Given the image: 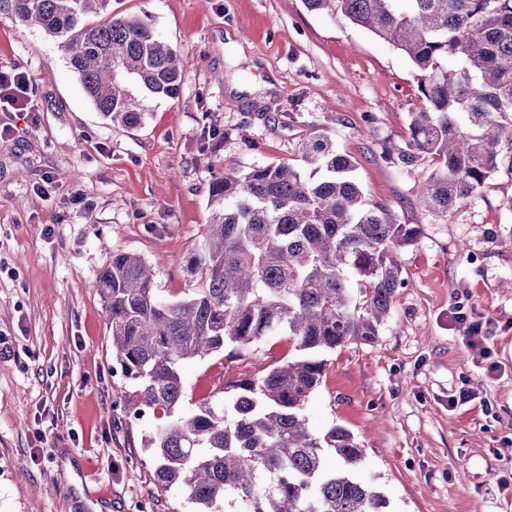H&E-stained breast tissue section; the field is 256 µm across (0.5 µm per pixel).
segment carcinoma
Returning a JSON list of instances; mask_svg holds the SVG:
<instances>
[{"label":"carcinoma","instance_id":"cac0c4a2","mask_svg":"<svg viewBox=\"0 0 512 512\" xmlns=\"http://www.w3.org/2000/svg\"><path fill=\"white\" fill-rule=\"evenodd\" d=\"M389 42L409 60L420 103L406 136L385 155L411 173L430 160L420 204L443 217L494 176L512 177V0H303ZM0 13L56 40L102 117L143 121L137 89L180 92L178 53L112 0H0ZM355 159L321 125L297 163L224 167L207 187L209 222L186 259L188 287L164 296L149 266L115 251L98 280L112 355L135 386L134 406L167 417L148 440L154 477L180 489L195 512H387L364 481V450L342 426L315 433L306 404L325 355L373 342L404 287L397 251L418 224L367 199ZM287 336L301 357L225 386L189 415L183 366L224 351L248 352ZM336 468L325 466L326 456Z\"/></svg>","mask_w":512,"mask_h":512}]
</instances>
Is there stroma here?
Listing matches in <instances>:
<instances>
[{
  "label": "stroma",
  "mask_w": 512,
  "mask_h": 512,
  "mask_svg": "<svg viewBox=\"0 0 512 512\" xmlns=\"http://www.w3.org/2000/svg\"><path fill=\"white\" fill-rule=\"evenodd\" d=\"M181 57L177 97L141 96L143 123L106 121L57 41L0 14V68L27 71L31 112H0V512H191L158 490L134 417V386L112 358L97 289L113 252L141 256L162 293L187 286L185 259L209 219L206 188L225 165L297 156L334 116V141L357 161L367 198L421 227L398 253L407 281L375 342L328 354L306 415L340 425L365 450L362 475L391 512H512V178L499 175L453 218L384 158L419 104L407 58L301 0H112ZM275 75L277 87L262 84ZM50 194H42L44 183ZM490 320L470 348L452 313ZM270 336L246 356L183 368L193 411L216 373L232 383L296 357ZM472 401L451 405L459 390Z\"/></svg>",
  "instance_id": "obj_1"
}]
</instances>
